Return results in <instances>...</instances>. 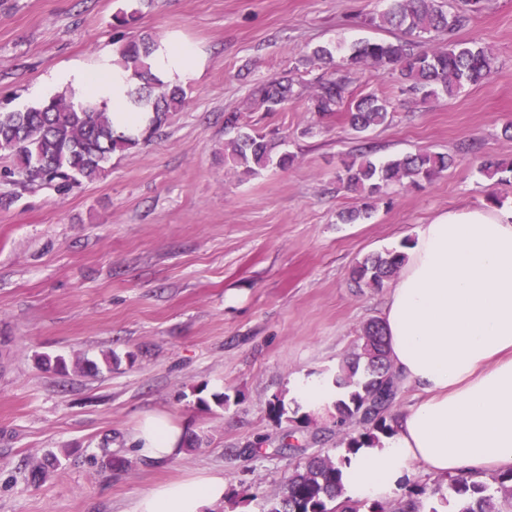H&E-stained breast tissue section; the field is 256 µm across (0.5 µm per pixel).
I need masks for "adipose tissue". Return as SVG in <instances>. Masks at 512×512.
Wrapping results in <instances>:
<instances>
[{
	"label": "adipose tissue",
	"mask_w": 512,
	"mask_h": 512,
	"mask_svg": "<svg viewBox=\"0 0 512 512\" xmlns=\"http://www.w3.org/2000/svg\"><path fill=\"white\" fill-rule=\"evenodd\" d=\"M196 70L183 44L164 45L152 60L164 81ZM100 88L117 131L145 124L125 71H102ZM381 320L391 365L417 401L393 416L392 436L352 455L346 497H391L413 463L437 477L512 469V211L465 207L419 225ZM186 439L184 424L153 411L134 442L146 460L165 462L183 454ZM225 495L223 475L202 472L142 494L133 512H210Z\"/></svg>",
	"instance_id": "adipose-tissue-1"
}]
</instances>
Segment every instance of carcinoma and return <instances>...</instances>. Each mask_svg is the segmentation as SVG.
Here are the masks:
<instances>
[{
	"label": "carcinoma",
	"mask_w": 512,
	"mask_h": 512,
	"mask_svg": "<svg viewBox=\"0 0 512 512\" xmlns=\"http://www.w3.org/2000/svg\"><path fill=\"white\" fill-rule=\"evenodd\" d=\"M481 2L465 0L466 9L452 15L444 12L437 0H392L386 11L369 16L367 21L399 29L402 36L396 41L357 43L338 63L330 49H313V57L331 66L333 72L329 78L316 81L308 97L309 111L323 119L338 114L357 134L386 124L393 103L370 94L353 97L349 91V73L364 67L390 66L401 91L421 102L440 94L453 97L467 85L489 82L496 72V61L487 50L451 39L444 47L425 46L428 34L453 32L480 10ZM158 48V41L146 35L123 43L119 50L124 71L135 80L130 102L150 113L151 133L165 123L169 113L186 105L179 87L165 84L150 70V59ZM294 86L295 79L288 75L259 82L250 89L249 103L265 112H278L295 95ZM224 128L235 133L225 144V156L232 167L243 168L247 175H257L272 164L286 168L292 161L286 152L275 154L278 142L263 131L242 130L238 112L224 115ZM138 142L137 137L112 126L107 101H76L74 94L62 92L39 107L0 112V154L11 159V164L0 168V177L12 184L38 183L65 192L83 180L94 179L112 154L128 151ZM452 163V158L427 150L385 163L363 152L343 162L336 172V184L359 194L363 208L341 216V220L355 223L365 219L372 203L389 186L406 183L420 187ZM479 169L490 179L512 174V160L487 156ZM404 260V254L396 250L370 255L355 267L352 278L359 288H381L398 273ZM335 384L343 390L333 408L345 453L304 452L310 441L318 439V432H308L314 419L307 413L292 417L296 426L282 437L275 452L291 455L300 451L302 462L288 476L281 494L265 501L262 512H439L435 506H426L423 489L392 508L381 501L341 499L344 470L351 455L360 448L378 445L381 437L392 434L388 414L397 398L400 378L388 358L380 321L364 325L358 351L342 362ZM297 433L301 439L293 444ZM428 495L442 504H453L454 512H512V471L499 474L492 484L472 475H450L446 486L439 485Z\"/></svg>",
	"instance_id": "1"
}]
</instances>
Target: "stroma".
Here are the masks:
<instances>
[{
	"label": "stroma",
	"mask_w": 512,
	"mask_h": 512,
	"mask_svg": "<svg viewBox=\"0 0 512 512\" xmlns=\"http://www.w3.org/2000/svg\"><path fill=\"white\" fill-rule=\"evenodd\" d=\"M126 0H0V110L43 104L38 86L111 64L120 36L148 34L193 46L198 70L187 105L149 140L113 155L105 172L60 193L0 182V512H133L161 483L220 471L236 503L214 512H260L299 459L249 456L257 438L287 427L268 403L293 381L333 382L362 326L380 318L388 288H358L351 272L369 254L399 247L419 225L458 207L512 204V183L479 171L486 156L512 158V0H482L454 37L491 51L490 83L421 104L402 95L390 68L349 74L352 95L390 99V124L358 139L319 119L306 98L251 112L261 81L296 70L303 83L329 75L306 64L319 45L392 41L364 25L389 0H145L124 34L112 27ZM283 136L293 157L245 177L224 162V115ZM370 145L375 160L429 150L452 168L422 187H393L367 220L345 224L357 194L337 188L342 160ZM62 356L66 374L41 370ZM99 371L75 369L76 361ZM226 393L229 409L202 410L196 388ZM162 411L199 435L193 452L165 463L132 442L143 414ZM64 455L45 481L33 461ZM260 490L262 500L252 499Z\"/></svg>",
	"instance_id": "stroma-1"
}]
</instances>
